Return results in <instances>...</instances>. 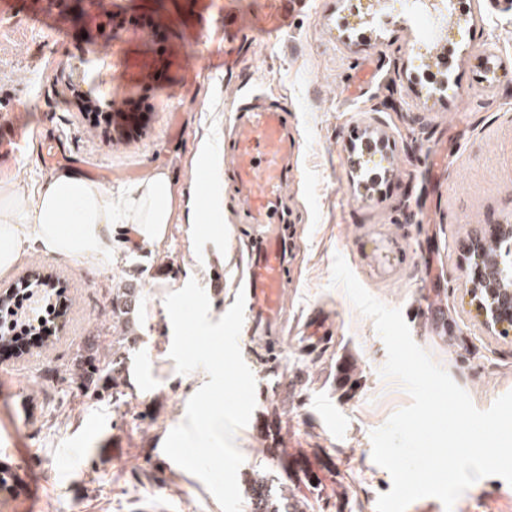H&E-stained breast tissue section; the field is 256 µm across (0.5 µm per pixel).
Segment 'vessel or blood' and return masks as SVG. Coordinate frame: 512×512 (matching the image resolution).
<instances>
[{
    "label": "vessel or blood",
    "mask_w": 512,
    "mask_h": 512,
    "mask_svg": "<svg viewBox=\"0 0 512 512\" xmlns=\"http://www.w3.org/2000/svg\"><path fill=\"white\" fill-rule=\"evenodd\" d=\"M234 124L227 174L247 213L249 251L244 323L251 334L281 335L288 281V234L282 200L296 144L281 104L261 95L231 106Z\"/></svg>",
    "instance_id": "1"
}]
</instances>
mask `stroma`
Masks as SVG:
<instances>
[{"label": "stroma", "instance_id": "1", "mask_svg": "<svg viewBox=\"0 0 512 512\" xmlns=\"http://www.w3.org/2000/svg\"><path fill=\"white\" fill-rule=\"evenodd\" d=\"M163 0L167 38L133 29L97 45L112 104L150 88L141 127L105 136L87 118L90 78L63 66L84 45L41 0H0V189L74 169L115 188L166 169L196 224L176 216L166 236L132 246L125 232L93 266L35 251L0 276V293L31 271L65 287V331L0 356V458L35 467L36 504L21 484L0 512H222L204 483L170 466L162 446L185 418L204 370L178 373L169 356L170 292L196 280L211 321L235 303L246 269L244 205L224 173L220 144L240 94L282 103L296 129L286 189L294 255L287 316L273 354L239 346L256 379V407L234 437L241 512L272 474L273 496L309 512H376L392 479L372 459L371 433L410 404L381 370L387 352L373 320L332 286L335 256L376 299L400 309L416 344L489 409L512 391V335L489 334L469 302L463 244L470 230L512 222V5L454 0L452 11L410 0ZM165 62L156 84L153 58ZM383 139L370 150L357 134ZM209 226L213 243L197 241ZM139 290V338L123 352L119 389L85 392L67 380L78 348L112 346V289ZM328 330L313 346L311 324ZM449 512H512V485L476 481Z\"/></svg>", "mask_w": 512, "mask_h": 512}]
</instances>
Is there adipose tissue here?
<instances>
[{"label": "adipose tissue", "instance_id": "obj_1", "mask_svg": "<svg viewBox=\"0 0 512 512\" xmlns=\"http://www.w3.org/2000/svg\"><path fill=\"white\" fill-rule=\"evenodd\" d=\"M167 172L109 189L75 170L46 177L20 196L0 199V275L27 252L40 250L93 263L112 246V231L138 243L164 237L174 212Z\"/></svg>", "mask_w": 512, "mask_h": 512}]
</instances>
